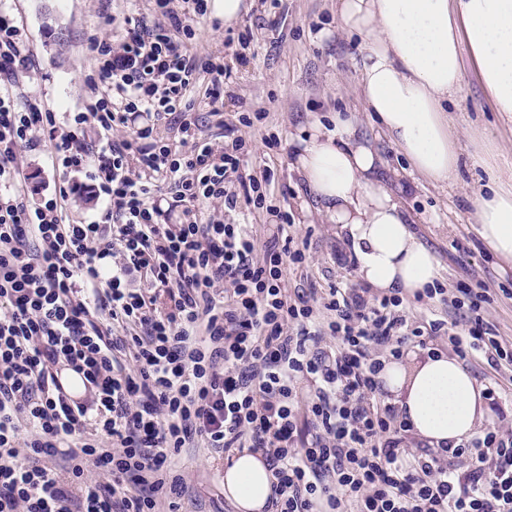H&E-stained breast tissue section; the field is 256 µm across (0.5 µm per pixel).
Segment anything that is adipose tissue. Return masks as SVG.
I'll use <instances>...</instances> for the list:
<instances>
[{"mask_svg":"<svg viewBox=\"0 0 512 512\" xmlns=\"http://www.w3.org/2000/svg\"><path fill=\"white\" fill-rule=\"evenodd\" d=\"M344 27L368 37L362 96L371 112L428 179L456 175L459 153L443 104L471 64L494 111L512 118V0H341ZM293 168L332 223L348 229L358 274L372 286L407 295L433 283L438 264L420 244L391 195L373 177L383 157L353 138L337 116L332 132L313 127L293 153ZM477 233L512 262V187L494 186L474 202ZM383 387L431 447L457 445L489 420L484 388L456 359L436 353L411 365L385 364ZM271 472L260 456L243 453L224 470L226 494L238 512H263Z\"/></svg>","mask_w":512,"mask_h":512,"instance_id":"1","label":"adipose tissue"}]
</instances>
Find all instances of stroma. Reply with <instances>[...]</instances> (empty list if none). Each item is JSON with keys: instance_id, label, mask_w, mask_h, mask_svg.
I'll return each mask as SVG.
<instances>
[{"instance_id": "obj_1", "label": "stroma", "mask_w": 512, "mask_h": 512, "mask_svg": "<svg viewBox=\"0 0 512 512\" xmlns=\"http://www.w3.org/2000/svg\"><path fill=\"white\" fill-rule=\"evenodd\" d=\"M246 4L228 29L217 31L210 22L199 23L193 51L201 56L220 49L230 63L236 47L228 43V31L249 27L255 34L247 64L238 66L235 82L224 88L223 113L228 120L239 112L266 115L251 133L256 145L250 163L274 172L275 188L284 192L297 234L307 240L310 254L306 268L288 272L289 286L363 285L355 267L337 261L338 253L349 249L345 233L319 212L305 182L291 168L298 136L315 124L334 130L335 117L341 114L352 118L358 136L377 146L389 166L401 172L402 184L390 182L386 188L411 219L417 238L435 255L440 282L449 288L465 278L457 263L464 249L471 252L479 279L497 290L512 289V266L499 261L472 226L476 193L498 182L512 184V122L492 111L471 67H464L459 88L448 102V119L458 137L459 169L451 181L435 183L412 173L370 113L363 111L359 84L364 39L344 32L338 0H282L281 24L275 29L267 26L261 0ZM0 6L23 20L36 46L38 71L25 81L23 92L42 96L54 112L78 111L89 65L85 38L97 29L105 0H0ZM271 133L281 142L273 151L262 143L263 135ZM225 466L207 451L182 449L175 470L200 492L202 502L196 505L183 496L176 501L177 512H237L221 483Z\"/></svg>"}]
</instances>
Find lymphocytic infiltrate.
Instances as JSON below:
<instances>
[{"mask_svg":"<svg viewBox=\"0 0 512 512\" xmlns=\"http://www.w3.org/2000/svg\"><path fill=\"white\" fill-rule=\"evenodd\" d=\"M88 35V93L58 121L18 99L30 38L0 9V512H161L185 495L174 459L203 448L267 462V512H512V432L408 447L397 407L378 405L386 362L438 336L464 362L512 371V342L483 316L481 280L401 289L289 288L307 266L273 172L249 164L242 131L217 118L234 67L192 54L209 0H149ZM81 172L100 209L68 213L72 187L32 200L26 152ZM277 222L267 237L242 208ZM447 318L417 325L411 302ZM83 374L68 401L59 365Z\"/></svg>","mask_w":512,"mask_h":512,"instance_id":"lymphocytic-infiltrate-1","label":"lymphocytic infiltrate"}]
</instances>
